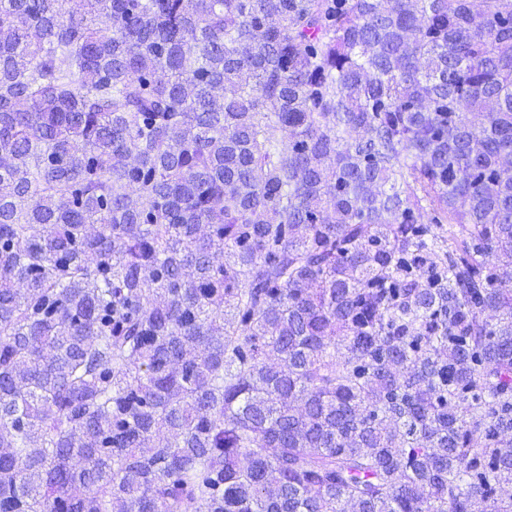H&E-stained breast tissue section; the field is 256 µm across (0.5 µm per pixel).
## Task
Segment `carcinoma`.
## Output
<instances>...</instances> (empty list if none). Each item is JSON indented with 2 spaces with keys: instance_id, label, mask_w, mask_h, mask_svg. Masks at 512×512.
Wrapping results in <instances>:
<instances>
[{
  "instance_id": "cac0c4a2",
  "label": "carcinoma",
  "mask_w": 512,
  "mask_h": 512,
  "mask_svg": "<svg viewBox=\"0 0 512 512\" xmlns=\"http://www.w3.org/2000/svg\"><path fill=\"white\" fill-rule=\"evenodd\" d=\"M509 484L512 0H0V512Z\"/></svg>"
}]
</instances>
